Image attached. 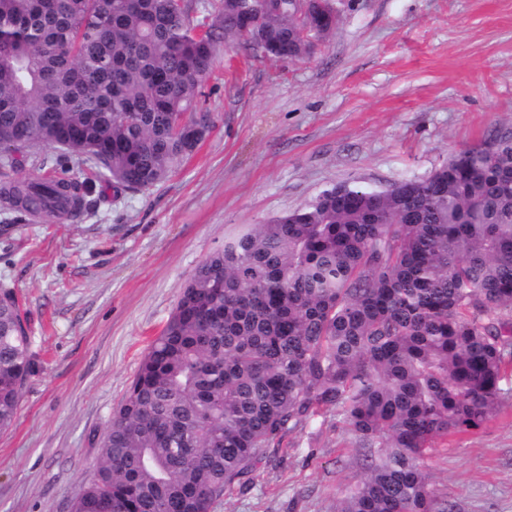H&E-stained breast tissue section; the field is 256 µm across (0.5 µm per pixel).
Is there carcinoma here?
<instances>
[{
	"instance_id": "carcinoma-1",
	"label": "carcinoma",
	"mask_w": 512,
	"mask_h": 512,
	"mask_svg": "<svg viewBox=\"0 0 512 512\" xmlns=\"http://www.w3.org/2000/svg\"><path fill=\"white\" fill-rule=\"evenodd\" d=\"M331 0H0V207L81 213L163 182L208 136L221 48L309 57ZM48 146L88 169L42 177ZM33 160L31 172L20 171ZM512 365V137L428 175L334 184L195 268L69 512H213L285 436L336 413L363 472L336 512H445L425 458L502 402ZM36 369L0 288V432Z\"/></svg>"
}]
</instances>
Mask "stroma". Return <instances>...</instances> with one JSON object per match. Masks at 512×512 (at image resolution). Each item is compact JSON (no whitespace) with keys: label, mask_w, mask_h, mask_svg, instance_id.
<instances>
[{"label":"stroma","mask_w":512,"mask_h":512,"mask_svg":"<svg viewBox=\"0 0 512 512\" xmlns=\"http://www.w3.org/2000/svg\"><path fill=\"white\" fill-rule=\"evenodd\" d=\"M302 63L219 56L213 127L146 192L96 190L81 220L0 213V282L37 369L0 433V512H69L97 440L197 265L242 224L346 181L422 177L512 135V0H337ZM502 406L426 464L450 512H512V374ZM362 463L335 417L288 436L275 467L215 512H336Z\"/></svg>","instance_id":"stroma-1"}]
</instances>
